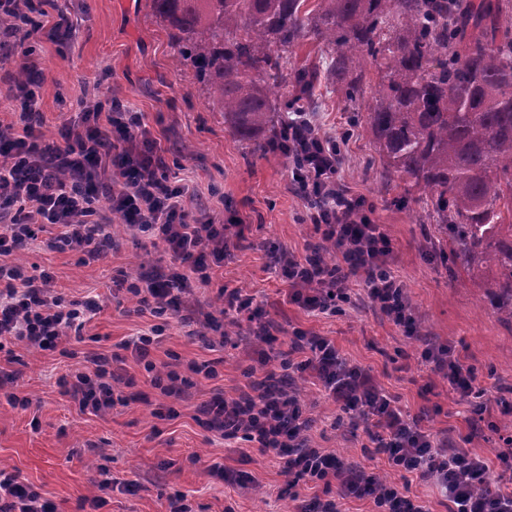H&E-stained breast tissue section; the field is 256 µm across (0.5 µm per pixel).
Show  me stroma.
I'll return each mask as SVG.
<instances>
[{"label":"stroma","instance_id":"35a3bbf8","mask_svg":"<svg viewBox=\"0 0 512 512\" xmlns=\"http://www.w3.org/2000/svg\"><path fill=\"white\" fill-rule=\"evenodd\" d=\"M28 44L46 69L42 133L54 138L63 123L80 121L83 101L108 107L117 99L140 112L160 144L165 171L189 169L200 206L215 208L216 221L242 225L223 267L215 269L209 285L195 289V298L214 313L221 306L220 287L242 289L276 329L268 341L210 344L198 337L199 323L138 310L117 279L153 276L170 257L163 243L132 237L122 224L112 226L113 247L88 264L76 253L50 248L51 233L38 232L14 262L49 271L57 294L93 299L99 310L59 350L36 353L15 343L10 352L0 351V368L14 372L16 391L29 400L28 406H15L0 394V469L54 502L57 512H168V500L177 494L185 495L192 512H293L294 502L278 495L286 477L277 465L253 443L214 437L195 416L213 394L233 398L246 390V369L259 377L278 369L290 336L302 329L329 338L397 398L407 415L423 417L431 433L487 458V479L501 484L497 455L507 445L494 426L512 421V324L499 321L484 297L494 273L471 274L448 261L447 240L437 225L420 223L422 204L400 205L403 186L387 182L364 122L352 121L339 93H322L319 127L332 135L346 128L352 133L344 148L343 180L364 198L391 242L392 268L421 319L414 336L355 298L336 313L318 315L291 300L268 254L279 248L304 258L321 234L309 222L286 160L261 154L254 143L232 134L192 72L176 68V48L149 0H54L43 29ZM157 324L164 327L151 350L158 368L183 372L193 361L217 365L216 378L198 379L178 402L152 388L142 365L123 347ZM425 338L452 345L474 370L484 412L475 413L425 362ZM116 352L132 387L117 385L119 399L107 411H80L63 394L59 377L86 365L90 356ZM131 390L145 394V401L124 403ZM297 391L316 421L309 433L314 446L392 478L363 431L337 425L341 411L320 386L302 380ZM168 405L177 410L176 418L155 417V409ZM215 464L224 466L226 477L211 474ZM98 495L105 504L95 511L86 501Z\"/></svg>","mask_w":512,"mask_h":512}]
</instances>
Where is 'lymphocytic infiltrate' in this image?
<instances>
[{"label": "lymphocytic infiltrate", "mask_w": 512, "mask_h": 512, "mask_svg": "<svg viewBox=\"0 0 512 512\" xmlns=\"http://www.w3.org/2000/svg\"><path fill=\"white\" fill-rule=\"evenodd\" d=\"M33 33L20 22L10 31L12 43L0 41V63L18 61L26 74L25 81L11 84L7 96L19 120L0 127V280L7 282L0 291V340L53 351L68 329L82 327L97 307L55 295L48 271L29 275L22 266L7 263V256L34 238L36 228L56 226L55 247L79 254L84 263L101 255L116 217L132 235L163 242L183 271L128 287L141 306L161 316L187 303L196 285L210 284L212 270L224 260L232 227L190 212L182 178L163 171L157 143L140 113L120 102H113L105 124H66L57 141L37 133L42 123L39 90L46 75L25 47ZM319 141L322 151L294 184L302 199L317 192L326 195L324 207H310L309 220L323 240L334 245L336 261L325 265L313 253L300 261L281 251L273 254L271 264L291 286L293 301L307 311L326 312L350 301L359 289L406 335H413L405 285L388 260L391 243L367 214L364 199L345 186L339 141L324 135ZM103 196L110 201L109 209L99 205ZM160 333V327H153L132 346L151 375V385L163 396L183 399L195 377H216L208 362L189 364L184 374L174 369L157 373L150 348ZM292 344L305 358L285 362V369L311 377L341 410L358 412L376 454L390 468L432 481L448 512H512L511 487L483 486L489 469L485 457L465 449L451 451L434 440L418 422L406 418L368 371L350 364L326 337L298 330ZM423 357L444 371L461 398L475 395V377L452 348L428 347ZM93 364V372L75 369L61 376L59 384L80 409L98 412L112 406L119 376L111 358L98 356ZM196 420L220 439L258 444L287 474L283 492L288 497L297 498L299 486L312 488L298 512H343L350 499L371 500L376 512H430L426 500L409 495L407 486L378 479L358 462L314 446L296 392L270 379L252 381L248 391L235 398L213 394L199 405ZM0 512H56V507L0 470Z\"/></svg>", "instance_id": "obj_1"}]
</instances>
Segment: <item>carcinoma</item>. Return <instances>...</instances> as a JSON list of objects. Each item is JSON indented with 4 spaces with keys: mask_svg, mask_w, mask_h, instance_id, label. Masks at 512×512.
Returning a JSON list of instances; mask_svg holds the SVG:
<instances>
[{
    "mask_svg": "<svg viewBox=\"0 0 512 512\" xmlns=\"http://www.w3.org/2000/svg\"><path fill=\"white\" fill-rule=\"evenodd\" d=\"M151 0L238 137L273 145L288 114L341 92L389 179L425 204L469 270L493 268L495 314L512 323V0ZM309 39L320 61L289 53ZM378 82L371 98L369 69ZM289 96L280 99L282 90Z\"/></svg>",
    "mask_w": 512,
    "mask_h": 512,
    "instance_id": "cac0c4a2",
    "label": "carcinoma"
}]
</instances>
